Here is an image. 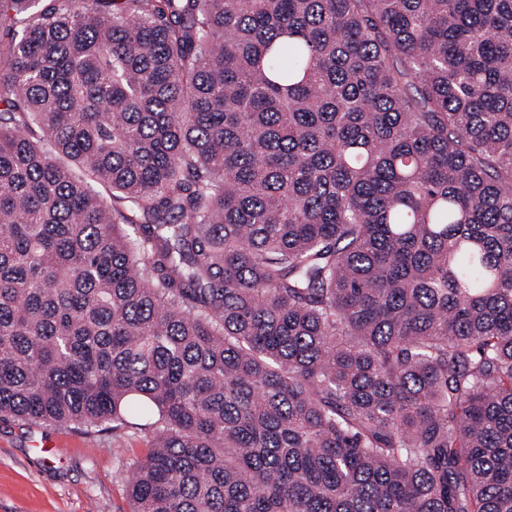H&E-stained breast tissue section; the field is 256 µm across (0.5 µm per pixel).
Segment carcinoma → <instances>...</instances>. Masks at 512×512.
<instances>
[{
	"instance_id": "1",
	"label": "carcinoma",
	"mask_w": 512,
	"mask_h": 512,
	"mask_svg": "<svg viewBox=\"0 0 512 512\" xmlns=\"http://www.w3.org/2000/svg\"><path fill=\"white\" fill-rule=\"evenodd\" d=\"M0 415L132 512H512V0H0Z\"/></svg>"
}]
</instances>
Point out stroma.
I'll use <instances>...</instances> for the list:
<instances>
[{"label": "stroma", "mask_w": 512, "mask_h": 512, "mask_svg": "<svg viewBox=\"0 0 512 512\" xmlns=\"http://www.w3.org/2000/svg\"><path fill=\"white\" fill-rule=\"evenodd\" d=\"M134 436L0 418V512H131Z\"/></svg>", "instance_id": "35a3bbf8"}]
</instances>
